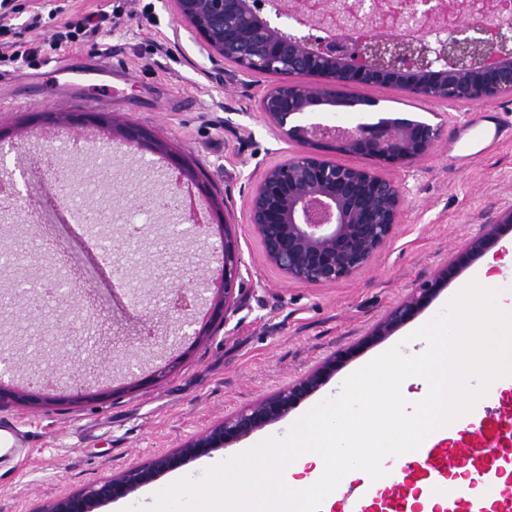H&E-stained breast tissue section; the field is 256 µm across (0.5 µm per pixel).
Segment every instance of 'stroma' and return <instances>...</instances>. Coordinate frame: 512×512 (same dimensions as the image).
Masks as SVG:
<instances>
[{
  "label": "stroma",
  "instance_id": "1",
  "mask_svg": "<svg viewBox=\"0 0 512 512\" xmlns=\"http://www.w3.org/2000/svg\"><path fill=\"white\" fill-rule=\"evenodd\" d=\"M7 22L17 40L37 53L0 68V92L20 108L0 111V178L10 177L16 196L0 211V323L13 325V368L5 374L12 395L0 402V420L13 421L25 451L0 461V512H40L55 497L95 479L147 465L210 424L236 413L298 379L336 351H359L326 385L284 419L212 456L166 473L105 512H164L169 490L202 489L219 464L234 465L245 449L287 438L308 410L342 395L345 378L380 352L416 351L414 332L447 320L448 299L466 281L457 275L414 320L376 344L364 339L386 313L430 280L448 257L497 212L512 207V97L495 104L426 100L391 86L358 88L376 100L369 112H317L311 122L353 127L382 117L413 116L441 127L431 156L394 171L406 187V208L392 240L354 277L311 286L285 279L270 266L246 220V204L266 168L294 152L265 126L258 100L275 79L256 74L220 78L232 63L215 68L196 36L179 28L173 0H14ZM43 25L28 28L32 15ZM92 15L103 23L75 47H52L65 21ZM120 62L108 114L116 125L150 131L164 154L135 162L128 148L100 128L73 126L87 84L64 86L59 61ZM497 118L508 134L490 151L462 160L474 112ZM180 155L209 187L202 204L222 208L238 241L241 278L224 324L185 342L176 364L144 353L140 338L169 332L165 292L203 275L209 242L170 233L177 216L158 219L137 241L112 233V263L71 220L61 199L56 168L74 188L92 185L86 206L120 222L135 197L160 187L165 153ZM52 251L78 289H63L60 302L39 311L23 307L24 293L40 280L31 252ZM121 271L130 289L113 285ZM164 377L154 378L159 366ZM55 371L65 402L18 399L33 367Z\"/></svg>",
  "mask_w": 512,
  "mask_h": 512
}]
</instances>
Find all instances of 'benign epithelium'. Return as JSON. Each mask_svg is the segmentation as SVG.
Segmentation results:
<instances>
[{
  "label": "benign epithelium",
  "mask_w": 512,
  "mask_h": 512,
  "mask_svg": "<svg viewBox=\"0 0 512 512\" xmlns=\"http://www.w3.org/2000/svg\"><path fill=\"white\" fill-rule=\"evenodd\" d=\"M178 18L203 40L212 62L231 61L244 75L277 78L258 109L279 138L300 150L269 167L251 192L246 217L267 262L286 278L329 285L369 266L394 237L406 195L387 170L432 154L441 126L407 118H381L353 128L308 124L311 112H363L377 102L351 93L359 87L395 85L430 100L484 104L512 96V35L500 28L476 29L465 22L476 11L512 17V0H271L275 16L293 20L289 32L276 25L258 0H174ZM129 150L159 153L162 147L140 128H112ZM356 156L367 166L330 160L328 153ZM162 195L151 204L181 210L182 189L205 193L184 161L168 155ZM193 236H218L221 268L212 276L170 288L175 314L167 340L189 337L199 300L210 319L231 307L238 277V245L221 213L192 221ZM512 231V208L498 212L467 239L435 277L413 289L376 324L366 340L386 339L414 319L447 287L461 268ZM338 351L319 366L248 408L230 415L156 456L149 464L95 481L53 499L41 512H98L126 499L163 474L178 470L286 417L355 356Z\"/></svg>",
  "instance_id": "benign-epithelium-1"
}]
</instances>
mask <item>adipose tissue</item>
<instances>
[{
  "label": "adipose tissue",
  "instance_id": "1",
  "mask_svg": "<svg viewBox=\"0 0 512 512\" xmlns=\"http://www.w3.org/2000/svg\"><path fill=\"white\" fill-rule=\"evenodd\" d=\"M417 341V352L377 357L349 377L341 398L303 415L281 449L285 466L270 465L268 448L247 451L200 498L223 496L225 512H310L333 484L401 476L405 448L464 428L506 380L512 240L460 288L447 323L423 328ZM411 381L425 387L422 401L399 398Z\"/></svg>",
  "mask_w": 512,
  "mask_h": 512
}]
</instances>
